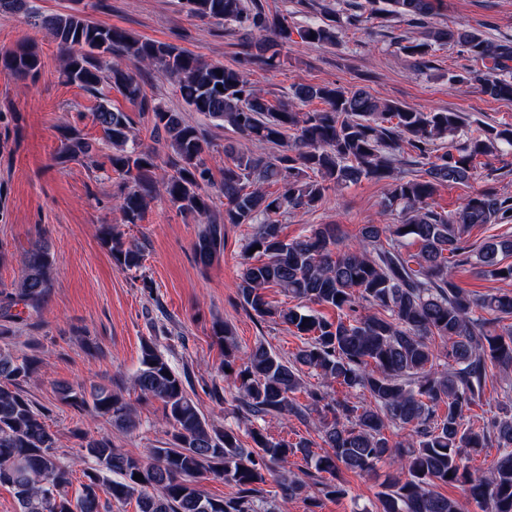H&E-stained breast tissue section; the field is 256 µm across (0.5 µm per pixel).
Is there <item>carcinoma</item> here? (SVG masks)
Returning a JSON list of instances; mask_svg holds the SVG:
<instances>
[{"mask_svg": "<svg viewBox=\"0 0 512 512\" xmlns=\"http://www.w3.org/2000/svg\"><path fill=\"white\" fill-rule=\"evenodd\" d=\"M370 17L400 18L420 29L421 37L400 45L418 70L430 67L437 46H454L483 64L484 70L453 73L455 83H473L494 99L512 98V41L498 43L477 30L443 27L433 18L438 0H371ZM335 17L292 29L288 17H270L258 0H183L186 12L202 20L231 22L246 31L235 67L212 63L175 45L143 39L123 28L105 26L73 9L40 15L31 0H0V16L23 13L49 31L63 52L68 82L94 92L103 80L141 112L152 114V133L168 149L167 159L154 148L136 143L124 112L102 104L94 119L112 142L108 161L126 177L117 196L124 221H140L147 205L165 195L177 209L206 224L194 246L198 264L206 267L224 252V225L251 224L254 232L243 247L238 297L258 321H271L303 340L284 359L262 341L240 353L232 329L222 323L213 335L224 344V367L237 389L236 409L254 423L293 415L318 417L323 454L316 443L300 437L276 440L261 426L247 430L251 446L238 432L215 425L188 394L187 373L175 371L150 337L141 343L140 367L133 386L139 399L162 403L168 426L164 446L146 458L112 446V439L79 435V453L93 464L75 470L58 450V438L46 424L47 412L29 399L22 384L38 374L42 361L0 348V485L11 487L19 512H112L113 504L136 500L139 512H276L265 508V473L300 454L310 463L309 481L285 478L284 500L306 495L309 485L326 497L347 490L342 470L369 475L381 464L396 465L401 475L389 479L380 494L378 512H463L442 485L465 484L482 512H512V417L473 419L476 408L512 402V384L500 397L486 395L495 374L512 371L511 294L475 296L454 281L453 269L469 258L470 232L478 224H511L512 195L486 189L468 196L455 211L440 213L429 200L437 186L466 183L487 167L483 159L500 146L512 147V124L490 126L481 138L448 141L465 124L459 112L430 111L383 103L364 89L299 86L293 101L274 107L253 88L246 70L275 69L297 33L302 42L332 45L336 24L365 20L360 0H344ZM154 66L174 79L186 105L206 120L229 125L245 140L270 145L263 156L231 145L224 148V167L215 175L203 154L204 129L185 122L148 98L136 72L118 61ZM0 68L27 79L40 68L39 51L25 44L0 55ZM223 90H218L217 86ZM319 99L326 108L305 111L300 105ZM296 131L293 142L286 132ZM93 145L69 131L54 157L59 166L93 156ZM412 166L404 172L403 165ZM362 179L388 182L387 206L401 207L399 224H366L359 241L344 248L333 224L309 226L293 239L281 235L279 216L309 211L326 191ZM224 197V211L212 205V192ZM102 245L114 265L131 272L141 267L143 250L123 240L111 225L101 230ZM263 258L250 263L252 254ZM512 237L483 246L479 264L498 279L512 280ZM56 259L39 242L24 257L18 288L0 292V342L12 336L9 323L21 319L12 308L41 314L52 287ZM276 287L296 301L277 306L265 290ZM336 310L334 321L313 306ZM370 305L380 309L361 314ZM313 374L343 391L331 394L319 385L304 388ZM305 390L308 403L294 394ZM65 405L80 415L102 420L121 432L139 424L125 397L101 387L86 398L69 388ZM408 434L398 441L394 431ZM486 448L497 459L482 473L470 470L472 457ZM81 473V494L67 488ZM111 473L115 478L109 479ZM140 474L143 479L136 480ZM207 476L237 488L222 499L200 487Z\"/></svg>", "mask_w": 512, "mask_h": 512, "instance_id": "cac0c4a2", "label": "carcinoma"}]
</instances>
